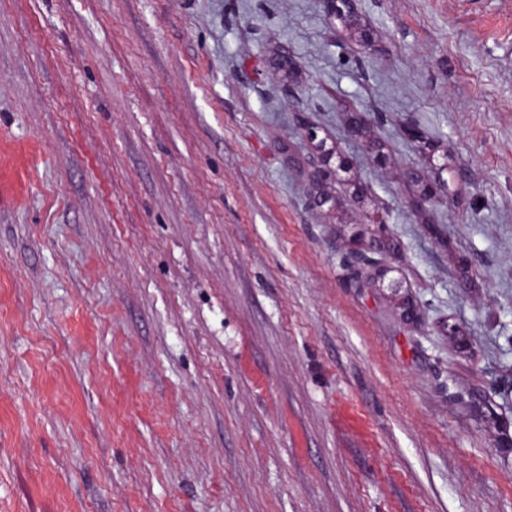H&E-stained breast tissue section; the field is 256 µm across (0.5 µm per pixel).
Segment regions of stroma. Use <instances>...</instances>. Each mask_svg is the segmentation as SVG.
Listing matches in <instances>:
<instances>
[{"mask_svg":"<svg viewBox=\"0 0 512 512\" xmlns=\"http://www.w3.org/2000/svg\"><path fill=\"white\" fill-rule=\"evenodd\" d=\"M0 512H512V0H0ZM417 183L418 190L411 204L416 209H422L426 205H432L447 197L448 184L447 181L438 177L428 179L421 176H411Z\"/></svg>","mask_w":512,"mask_h":512,"instance_id":"1","label":"stroma"}]
</instances>
